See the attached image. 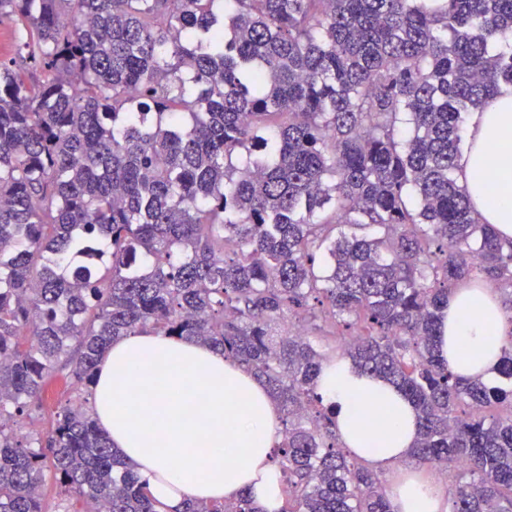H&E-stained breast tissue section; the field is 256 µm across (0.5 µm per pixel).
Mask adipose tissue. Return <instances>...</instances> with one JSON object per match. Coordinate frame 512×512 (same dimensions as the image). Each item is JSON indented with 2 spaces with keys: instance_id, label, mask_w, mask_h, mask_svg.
Listing matches in <instances>:
<instances>
[{
  "instance_id": "adipose-tissue-1",
  "label": "adipose tissue",
  "mask_w": 512,
  "mask_h": 512,
  "mask_svg": "<svg viewBox=\"0 0 512 512\" xmlns=\"http://www.w3.org/2000/svg\"><path fill=\"white\" fill-rule=\"evenodd\" d=\"M456 176L484 223L512 238V85L471 112ZM512 345L504 305L487 286L456 288L442 315L440 355L465 377L492 381ZM469 358H462L460 347ZM317 388L342 447L376 470L392 471L416 442L418 414L397 387L338 358ZM90 407L110 443L164 512L193 501L248 493L260 512H281L279 405L247 368L190 340L138 332L114 340L99 362ZM395 512H448L445 486L428 469L394 473Z\"/></svg>"
}]
</instances>
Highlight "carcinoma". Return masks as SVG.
I'll list each match as a JSON object with an SVG mask.
<instances>
[{"instance_id":"1","label":"carcinoma","mask_w":512,"mask_h":512,"mask_svg":"<svg viewBox=\"0 0 512 512\" xmlns=\"http://www.w3.org/2000/svg\"><path fill=\"white\" fill-rule=\"evenodd\" d=\"M2 16L27 35L0 61V512H47V467L75 512H158L85 398L112 340L144 330L267 387L281 512H394L336 443L316 339L412 401L411 457L455 472L451 512H512V346L499 385L439 359L458 283L479 271L512 295V239L456 177L466 115L512 84V53L488 50L512 0H0ZM287 313L317 337L276 332ZM59 371L77 398L24 445L14 425ZM185 512L258 510L243 494Z\"/></svg>"}]
</instances>
